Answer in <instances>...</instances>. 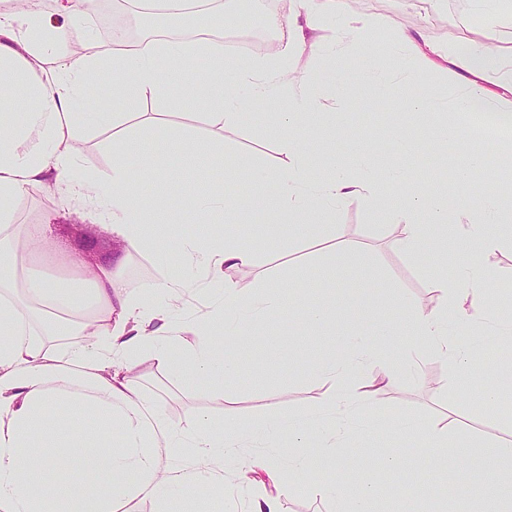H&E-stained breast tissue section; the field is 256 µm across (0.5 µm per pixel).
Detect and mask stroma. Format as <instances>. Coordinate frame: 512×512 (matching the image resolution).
Instances as JSON below:
<instances>
[{"mask_svg": "<svg viewBox=\"0 0 512 512\" xmlns=\"http://www.w3.org/2000/svg\"><path fill=\"white\" fill-rule=\"evenodd\" d=\"M222 2L224 26L211 36L218 44H223L225 30H262L267 16H287L296 6L295 0H264V12L255 15L242 10L243 0ZM349 6L380 14L388 25L340 59L327 50L334 37L332 26L319 31L318 44L305 57L307 78L324 96L342 97L343 104L331 137L313 142L308 125L298 126L296 134L307 140L311 155H333L338 166L353 176L392 164L425 177L442 171L445 159L469 154V146L445 141L441 136L444 125L466 121L451 108L454 89L444 77H430L438 94L436 107L416 123L402 112L396 95L380 102L373 100L363 79L370 68L401 64V57L389 46L391 25L422 27L430 37L451 45L480 40L484 17L476 0H438L431 11L424 10L418 0H349ZM181 65L178 58L165 55L159 59L160 76L176 73L181 81L180 86L168 88L163 95L117 105L112 101L111 89L104 85L99 94H87L84 109L126 112V127L141 140L144 152L167 158L180 175L181 185L169 190L174 198L185 190H210L215 186L210 168L179 149L177 141L181 138L202 144L223 141L224 166L238 171L242 185L251 168L277 171L287 167L289 158L271 131L268 110L257 108L251 122L235 129L211 126L204 115L207 81L181 73ZM383 104L390 108V121L380 126L367 124L366 113L377 111ZM141 112L154 113L158 123L169 127L171 138H162L156 130H144L137 118ZM355 136L375 144V151L354 154L350 140ZM80 138L74 178L103 182L111 165V126L88 123ZM7 208L17 224L47 225L51 250L58 255H81V237L85 234L98 237L104 244L95 257L99 263L125 247L104 224L92 218L88 204L69 198L57 188L34 190L9 202ZM248 213L245 222L225 225L224 231L257 241L260 248L252 265L233 270L230 276L245 293L278 292L279 310L247 349L237 351L233 378L192 385L144 361L131 373L145 393L164 395L168 418L184 425L203 413L217 423L236 420L258 427L280 414L319 409L329 384L313 375L312 367L339 354L348 336L356 331L386 324L394 330L386 345L391 350L387 362L395 383L370 413L351 422L344 453L354 464L353 480L373 485L380 512H434L439 506L444 512H483V503L469 495L470 488L483 481V472L470 462L457 463L451 472L444 470L442 464L430 458L420 436L401 433L395 420L412 417L425 425L440 426L457 419L467 430L488 438L512 434L511 424L484 414L480 405L484 389L491 387L497 377L512 373V341L501 333L503 327L512 325V299L489 303L486 324L470 336L473 360L488 365L489 371L479 379L477 390L467 396L459 391L463 372L410 336L399 307L403 298L423 309L438 305L437 291L428 286L430 274L436 270L455 278L469 262L465 248L447 255L427 245L420 254H405L395 248L394 242L402 226L412 223L413 218L401 203L388 202L382 211L355 198L329 219L333 234L351 248L348 259L339 265L330 256L327 242L279 237L266 224L261 207H249ZM324 295L334 300L328 324L315 339L305 340L303 317L312 302ZM385 453L402 457L404 468L384 469L381 456Z\"/></svg>", "mask_w": 512, "mask_h": 512, "instance_id": "35a3bbf8", "label": "stroma"}]
</instances>
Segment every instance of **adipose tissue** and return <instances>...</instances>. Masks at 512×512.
I'll return each instance as SVG.
<instances>
[{
    "label": "adipose tissue",
    "mask_w": 512,
    "mask_h": 512,
    "mask_svg": "<svg viewBox=\"0 0 512 512\" xmlns=\"http://www.w3.org/2000/svg\"><path fill=\"white\" fill-rule=\"evenodd\" d=\"M486 23L482 40L464 50L433 42L425 33L392 31V47L405 53L409 75L378 71L369 84L377 97L396 93L404 112L429 111L435 92L428 78L441 65L462 73L452 107L458 112L478 109L512 111V51H504L500 37L499 0H484ZM278 37L269 54L225 62L223 55L208 58L214 85L227 89L207 120L225 128L244 125L252 109L288 99V111L275 114L274 130L290 157L277 172L252 170L253 200L262 202L268 223L285 224L287 232L316 239L324 222L350 199L365 198L384 207L390 192H398L409 212H424L426 221L405 225L397 247L408 254L432 242L453 252L460 241L470 245V264L460 280L432 279L439 293L437 307L425 311L401 302L414 336L461 368L469 367L466 333L480 324L487 303L478 271L485 256L502 243V225L512 221V196L491 190L469 192L480 154L466 155L448 174L458 191L454 197L431 195L413 176H397L393 168L372 177H351L335 169L328 157L315 168L304 145L294 135L302 119L319 134L334 132L338 102L322 103L307 87L303 57L315 46L324 24L334 28L333 48L344 55L384 25L381 15L350 12L347 0H298L297 9L282 19L269 17ZM69 34L32 10L18 18L0 14V99L12 100L17 110L0 116V200H13L32 190L54 186L93 206L103 223L125 245L124 253L93 270H81L75 283L64 284L36 265L47 241L43 225L19 229L9 210H0V512H127L139 498L168 500L171 496L201 499L212 484L223 483L226 466L249 480V512H284V501L296 482L311 468L307 442H315L324 460L341 473L335 481H316L312 493L346 505L345 512H378L370 485L351 484L349 469L337 455L344 444L341 419L368 411L390 370L377 347L386 327L356 337L351 357L317 366L330 383L318 411L279 415L262 430L231 422L224 425L201 415L193 427L171 421L162 400L147 398L129 370L140 360L193 383L233 378L235 359L224 353L223 335L246 344L257 334L274 307V295L252 298L224 280L225 271L250 264L255 255L247 240L212 228L205 237L184 236L179 260L167 275L137 293L129 292L117 270L134 253L167 256L159 238L169 211L166 193L144 198L129 174V160L138 157L143 176H152L158 159L143 153L141 142L128 135L120 121L112 123L111 173L107 190L93 181H76L78 130L86 78L102 74L119 98L159 94L164 86L156 61L161 51L180 55L177 42L160 45L143 37L133 49L109 47L79 54L69 47ZM184 212L202 223L215 213L237 223L243 203L216 191L207 196L191 192L182 199ZM224 282V296L200 320L179 326L168 317L193 291ZM67 314L69 333L76 340L57 348L58 314ZM379 375L356 384L363 369ZM401 430L424 435L425 445L440 462L449 452L474 458L487 469L486 479L472 493L486 512H512V441L473 436L451 443L447 429L424 426L412 418L399 422ZM280 449L278 469L266 480L252 478L264 467L262 459L245 455L255 442ZM85 449L76 475H69L67 449Z\"/></svg>",
    "instance_id": "obj_1"
}]
</instances>
